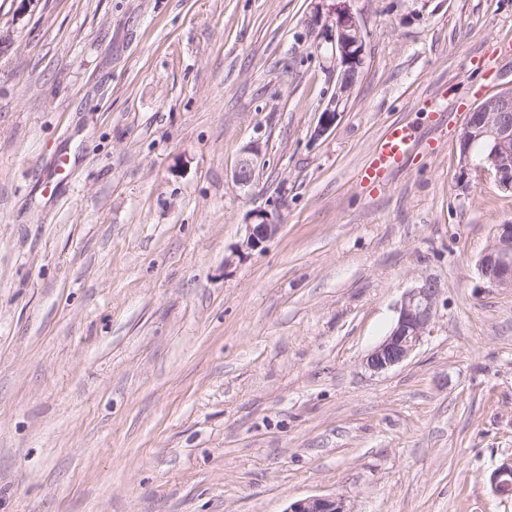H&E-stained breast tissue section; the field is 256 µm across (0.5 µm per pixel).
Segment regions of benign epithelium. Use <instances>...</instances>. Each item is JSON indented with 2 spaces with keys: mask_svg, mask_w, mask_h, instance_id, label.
I'll return each instance as SVG.
<instances>
[{
  "mask_svg": "<svg viewBox=\"0 0 512 512\" xmlns=\"http://www.w3.org/2000/svg\"><path fill=\"white\" fill-rule=\"evenodd\" d=\"M336 0L327 17L316 13L310 25H323L336 44L340 66L336 92L323 102L315 136L325 134L336 122L340 106L353 92L365 62L366 34L358 16L348 5ZM461 178L473 170L493 177L503 192H512V89L486 99L468 116L458 133ZM256 160L246 156L234 169V181L247 187L253 181ZM278 216L258 209L246 225V246L260 247L280 230ZM481 280L495 288H512V225L500 224L492 244L478 261ZM442 288L437 280L425 278L408 289L397 307V319L390 333L365 357L364 366L382 373L403 363L421 344L432 324ZM494 491L506 495L512 487V464L502 465L493 477ZM285 512H349L343 499L312 496L291 503Z\"/></svg>",
  "mask_w": 512,
  "mask_h": 512,
  "instance_id": "1",
  "label": "benign epithelium"
}]
</instances>
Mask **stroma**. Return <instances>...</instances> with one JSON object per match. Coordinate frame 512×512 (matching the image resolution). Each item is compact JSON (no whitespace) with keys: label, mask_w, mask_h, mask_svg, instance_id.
Listing matches in <instances>:
<instances>
[{"label":"stroma","mask_w":512,"mask_h":512,"mask_svg":"<svg viewBox=\"0 0 512 512\" xmlns=\"http://www.w3.org/2000/svg\"><path fill=\"white\" fill-rule=\"evenodd\" d=\"M320 6L0 0V512H512V288L478 273L512 193L457 143L512 87V0H351L365 63L317 138ZM426 277L429 334L369 372ZM416 133L409 126L392 127L381 140L369 167L376 175L388 168L398 167L409 153ZM278 223L276 213L267 209L256 210L253 214V222L246 225V246L255 249L274 237L282 226ZM285 512H349L342 498L312 496L291 503Z\"/></svg>","instance_id":"stroma-1"}]
</instances>
